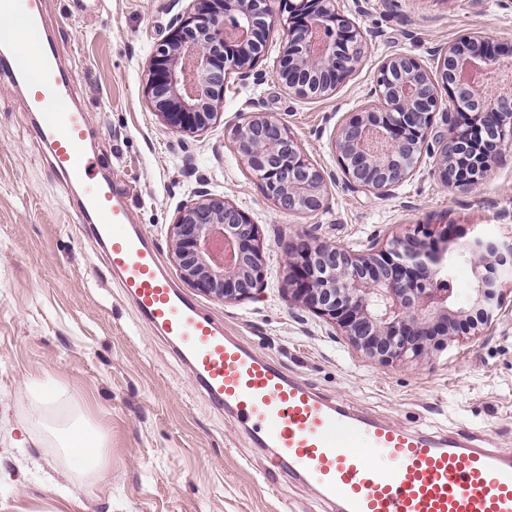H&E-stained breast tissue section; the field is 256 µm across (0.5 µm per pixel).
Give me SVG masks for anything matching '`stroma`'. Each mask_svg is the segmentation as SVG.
Returning <instances> with one entry per match:
<instances>
[{
  "instance_id": "stroma-1",
  "label": "stroma",
  "mask_w": 512,
  "mask_h": 512,
  "mask_svg": "<svg viewBox=\"0 0 512 512\" xmlns=\"http://www.w3.org/2000/svg\"><path fill=\"white\" fill-rule=\"evenodd\" d=\"M190 0H107L69 16L46 0L44 28L90 114L88 148L125 190L136 224L163 259L169 231L199 185L246 211L264 244V285L235 303L190 289L224 331L289 376L359 413L411 430L468 431L481 448L512 453V281L490 331L423 361L371 362L284 290L285 248L311 234L358 252L418 224H452L447 262L458 305L473 275L461 245L512 236V145L465 191L444 186L422 155L412 176L379 195L345 182L334 137L340 121L377 100L375 76L391 54L434 69L432 52L480 35L512 52V0H336L357 26L358 69L327 98H299L274 76L281 28L266 39L261 84L230 78L224 109L204 134L162 125L145 98L147 60ZM23 87L0 78V512H336L307 481L268 478L273 451L255 445L232 411L212 407L172 345L123 297L104 252L76 217L78 194L48 163ZM285 123L328 176L315 213L279 211L233 149L232 130L254 108ZM60 384L109 444L105 479L82 483L35 422L34 386Z\"/></svg>"
}]
</instances>
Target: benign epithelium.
I'll return each instance as SVG.
<instances>
[{
    "instance_id": "7a95c632",
    "label": "benign epithelium",
    "mask_w": 512,
    "mask_h": 512,
    "mask_svg": "<svg viewBox=\"0 0 512 512\" xmlns=\"http://www.w3.org/2000/svg\"><path fill=\"white\" fill-rule=\"evenodd\" d=\"M284 30L275 61L277 80L298 97H327L354 72L363 48L359 30L336 11L335 0H193L173 18L167 39L151 55L144 93L161 122L176 133L198 135L224 108L230 75L258 84L265 54L260 40ZM476 37L435 51L430 73L414 57H387L376 74L377 102L343 120L334 148L352 188L388 194L410 177L423 153L435 157L439 180L466 190L502 161L512 142V89L476 84L463 75L497 68L490 47ZM460 100L479 95L482 124L444 113L446 131L433 134L441 108L439 87ZM241 162L269 200L288 212H317L328 201L327 177L272 114H244L233 132ZM177 213L170 251L185 282L225 303L252 297L264 281V248L247 213L208 192ZM454 224H425L419 232L374 241L362 252L306 235L286 249L288 298L331 324L380 365L420 360L463 335L478 336L502 308L496 265L511 271L512 240L473 238L462 245L475 278L472 306H459L445 273V245Z\"/></svg>"
}]
</instances>
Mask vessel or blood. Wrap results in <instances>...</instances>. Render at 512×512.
Instances as JSON below:
<instances>
[{
  "mask_svg": "<svg viewBox=\"0 0 512 512\" xmlns=\"http://www.w3.org/2000/svg\"><path fill=\"white\" fill-rule=\"evenodd\" d=\"M44 0H0V76L29 85L51 167L80 192V212L140 318L174 344L216 410L232 409L273 469L314 484L337 512H512V454L369 419L286 376L224 334L179 291L133 224L111 177L94 172L89 128L43 28Z\"/></svg>",
  "mask_w": 512,
  "mask_h": 512,
  "instance_id": "obj_1",
  "label": "vessel or blood"
}]
</instances>
